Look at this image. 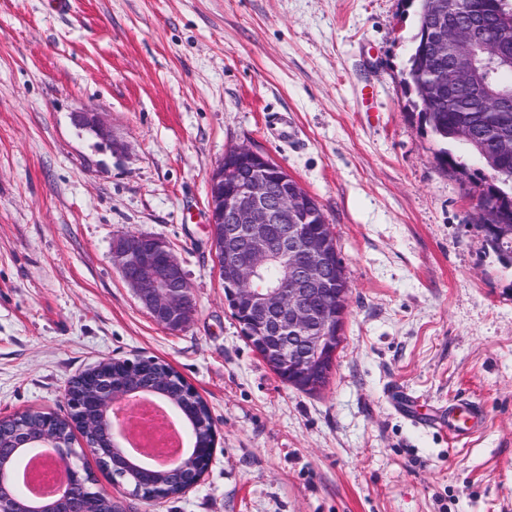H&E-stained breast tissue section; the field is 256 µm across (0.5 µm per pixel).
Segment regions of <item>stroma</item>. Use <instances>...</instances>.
Returning a JSON list of instances; mask_svg holds the SVG:
<instances>
[{
  "mask_svg": "<svg viewBox=\"0 0 512 512\" xmlns=\"http://www.w3.org/2000/svg\"><path fill=\"white\" fill-rule=\"evenodd\" d=\"M405 0H0V419L66 414L105 359L153 357L206 402L200 483L114 488L119 512H512V254L483 228L482 176L446 162L408 105ZM102 113L111 139L76 126ZM247 145L314 196L349 285L329 384L255 354L224 302L207 176ZM166 240L195 311L158 324L112 266L114 238ZM480 404L456 437L410 420Z\"/></svg>",
  "mask_w": 512,
  "mask_h": 512,
  "instance_id": "35a3bbf8",
  "label": "stroma"
}]
</instances>
